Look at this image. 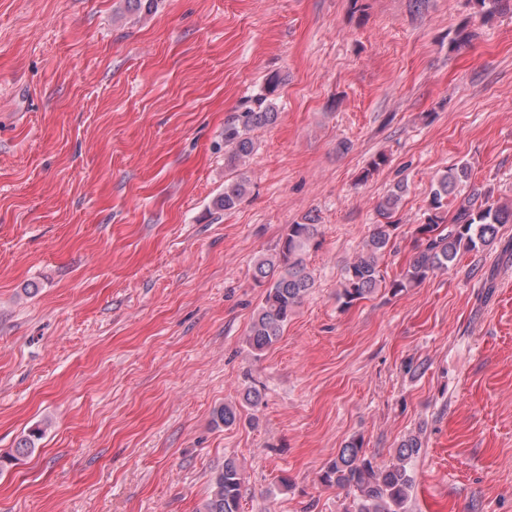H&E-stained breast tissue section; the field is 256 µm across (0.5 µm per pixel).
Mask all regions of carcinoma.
<instances>
[{"mask_svg":"<svg viewBox=\"0 0 512 512\" xmlns=\"http://www.w3.org/2000/svg\"><path fill=\"white\" fill-rule=\"evenodd\" d=\"M512 4V0H474L485 21ZM282 84L277 73L266 76L259 92L231 120L224 124V160L237 167L254 149L251 132L270 125L278 118L275 97ZM470 169L461 164L446 169L433 185L426 222L419 226L421 244L405 273L399 279L386 281L381 268L396 224L393 216L399 209L405 185L397 184L376 205L377 224L361 249L347 265L337 298L345 306L367 298L376 289L389 284L395 291L419 284L429 275L452 264L461 249L474 250L492 244L498 225L512 223V202H491L489 196L473 191L461 194L469 180ZM249 179L241 173L224 183V193L215 199L221 210L235 208L247 195ZM456 202L453 213L448 204ZM317 225L304 221L289 224L279 238L275 252L259 259L253 269V280L265 288L262 302L253 318L247 343L255 355H262L283 335L296 307L314 286L304 254L317 245ZM237 408L224 405L214 410L217 425L237 422ZM423 447L421 434L406 436L396 449L395 461L379 464L363 451L361 441L354 438L339 449L328 463L321 479L345 490L353 497L354 512H406L415 486L413 462ZM243 469L232 458L224 461V469L211 480L206 512H240Z\"/></svg>","mask_w":512,"mask_h":512,"instance_id":"1","label":"carcinoma"}]
</instances>
